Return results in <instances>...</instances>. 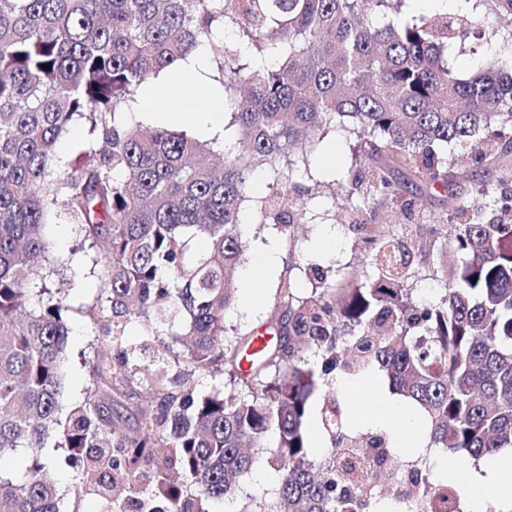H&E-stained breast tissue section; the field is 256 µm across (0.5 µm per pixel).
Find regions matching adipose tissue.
<instances>
[{
  "label": "adipose tissue",
  "instance_id": "ef3b65f1",
  "mask_svg": "<svg viewBox=\"0 0 512 512\" xmlns=\"http://www.w3.org/2000/svg\"><path fill=\"white\" fill-rule=\"evenodd\" d=\"M204 56V50H196L173 71L159 77L151 90L141 96L140 111L162 105L167 120L195 123L211 136L223 133L224 100L198 72ZM189 102L196 103V111H185L184 106ZM380 425L395 434L399 447L405 448L408 455L422 452L417 417L408 406L392 405L390 416L381 420ZM434 473L461 484L465 512H512V453L479 459L464 474L438 461Z\"/></svg>",
  "mask_w": 512,
  "mask_h": 512
}]
</instances>
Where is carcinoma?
Here are the masks:
<instances>
[{"mask_svg": "<svg viewBox=\"0 0 512 512\" xmlns=\"http://www.w3.org/2000/svg\"><path fill=\"white\" fill-rule=\"evenodd\" d=\"M472 24L446 13L406 19L394 0H0V447L55 437L80 488L101 491L117 512H219L272 436L266 463L280 483L266 512H373L367 471L341 455L357 448L393 489L429 488L414 503L428 512L432 494L460 491L405 469L414 461L399 459L387 431L360 434L346 419L340 383L378 372L449 466L512 450L508 208L480 224L457 207V261L440 304L417 305L404 288L406 247L369 236L374 277L339 301L287 297L279 340L251 362L249 395H202L195 384L238 357L224 343V312L246 251L253 173L268 178L259 223L288 231L303 217L286 146L305 163L333 124L367 158L385 153L445 185L444 149L480 164L512 136V59L489 57L463 76L445 57ZM201 46L229 110L222 144L127 120L140 91ZM79 120L89 143L55 176L49 162ZM372 182L373 193L397 197L383 170ZM53 219L79 225L104 268L106 305L87 316L112 346L95 366L102 395L73 408L61 430L69 307L28 298ZM136 321L147 338L133 345ZM306 350L324 357L321 371ZM134 360L145 361L142 379ZM135 387L150 408L123 432L108 400ZM310 416L324 442L318 458ZM0 512H58L53 462L33 455L21 482L0 473Z\"/></svg>", "mask_w": 512, "mask_h": 512, "instance_id": "obj_1", "label": "carcinoma"}]
</instances>
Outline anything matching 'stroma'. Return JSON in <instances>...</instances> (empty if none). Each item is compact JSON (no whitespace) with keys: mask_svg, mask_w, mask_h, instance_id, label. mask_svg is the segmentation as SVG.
I'll use <instances>...</instances> for the list:
<instances>
[{"mask_svg":"<svg viewBox=\"0 0 512 512\" xmlns=\"http://www.w3.org/2000/svg\"><path fill=\"white\" fill-rule=\"evenodd\" d=\"M451 14H468L475 25L462 38L448 47V62L460 73L477 69L488 57H512V14L500 10L494 0H450ZM326 143L336 146L333 166H324L321 152H314L301 180L305 189L299 197L305 216L302 224L291 231H281L273 224L256 221L254 208H247L241 226L248 249L245 267H252L268 241H276L280 251L278 266L267 270L260 284L256 302L236 297L225 314L228 346L245 345L253 336L265 331L277 318L285 296L301 301L312 292L345 297L372 275L369 263L371 246L366 234L390 235L407 244L413 255L411 276L406 286L416 302L436 304L445 295L444 256L448 239L455 231L459 217L457 203H465L474 218L487 223L499 214L502 194H512V146L488 157L482 164H458L452 167L448 184H432L413 169L385 159L388 179L398 185V199H385L369 193L361 174L368 162L354 161L350 146L353 136L338 135L329 130ZM344 178L345 191L353 192L358 205L347 204L344 191L335 190L332 182ZM331 228L334 240L322 241L324 228ZM49 249L42 261L44 286H32V303L43 299L42 287L61 290L69 305V359L65 364V383L59 419H67L72 408L84 403L88 396L100 392L93 371L98 357L109 349V343L97 325L83 317L85 306L104 304L107 290L103 286V269L95 265L94 253L85 242L78 225L51 223L46 227ZM323 272V280H315L310 267ZM368 386L359 390L343 388L353 424H360L362 409L383 416L388 412L390 392L379 374L367 375ZM43 457L59 461L56 472L58 512H110L111 506L95 491L86 490L75 499L76 469L65 465L69 451L45 445Z\"/></svg>","mask_w":512,"mask_h":512,"instance_id":"1","label":"stroma"}]
</instances>
